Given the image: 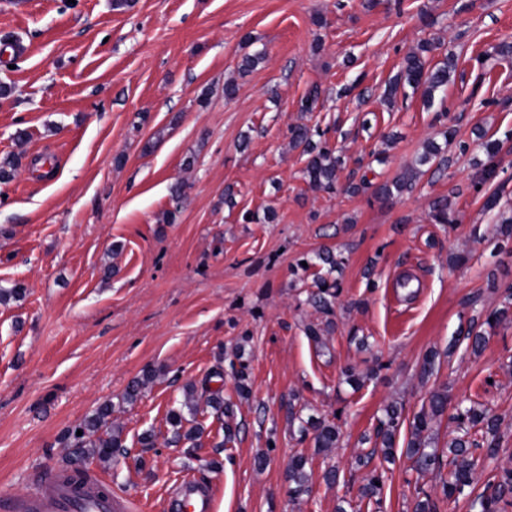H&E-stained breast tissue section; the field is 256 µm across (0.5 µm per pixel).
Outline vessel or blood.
<instances>
[{
  "label": "vessel or blood",
  "mask_w": 512,
  "mask_h": 512,
  "mask_svg": "<svg viewBox=\"0 0 512 512\" xmlns=\"http://www.w3.org/2000/svg\"><path fill=\"white\" fill-rule=\"evenodd\" d=\"M97 493L86 496L60 480L45 482L28 496L11 501L14 512H127L126 498L98 482ZM170 512H211L210 494L196 480H182L169 500Z\"/></svg>",
  "instance_id": "obj_1"
}]
</instances>
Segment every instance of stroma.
<instances>
[{
    "label": "stroma",
    "mask_w": 512,
    "mask_h": 512,
    "mask_svg": "<svg viewBox=\"0 0 512 512\" xmlns=\"http://www.w3.org/2000/svg\"><path fill=\"white\" fill-rule=\"evenodd\" d=\"M505 40L512 0H0V165L14 164L0 182V285L26 289L0 304V498L26 496L42 470L66 467L69 430L106 402L126 452L86 469L135 512H167L186 475L208 485L212 512H336L344 500L350 512H411L419 493L440 497L441 479L412 470L407 431L395 464L371 461L384 476L382 506L360 500L370 467L355 459L371 450L387 405L412 418L441 386L449 405L504 419L481 481L512 468V323L480 354L458 341L512 286V252L496 250L484 208L494 194L512 209V61L493 54ZM426 41L429 63L457 61L443 103L414 94L387 105L386 84ZM258 51L264 59L242 69ZM314 84L321 99L301 111ZM296 124L326 130L342 161L338 191L309 188L305 157L289 146ZM449 127L457 142L446 170L375 195ZM477 127L500 144L488 182ZM350 181L362 186L353 196L342 190ZM443 196L455 223L429 216ZM270 210L272 223L243 220ZM324 249L343 261L327 315L306 302L313 271L296 267ZM310 324L320 336L306 335ZM218 367L235 439L224 442L201 403L197 447L174 443L170 410ZM350 367L361 387L346 380ZM148 372L152 382L126 401ZM296 415L335 423L337 448L318 451ZM298 453L309 473L300 495L288 481Z\"/></svg>",
    "instance_id": "obj_1"
}]
</instances>
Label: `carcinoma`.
I'll return each mask as SVG.
<instances>
[{"instance_id": "carcinoma-1", "label": "carcinoma", "mask_w": 512, "mask_h": 512, "mask_svg": "<svg viewBox=\"0 0 512 512\" xmlns=\"http://www.w3.org/2000/svg\"><path fill=\"white\" fill-rule=\"evenodd\" d=\"M430 51L426 45H421L418 50L407 54L402 70L386 85L384 99L389 103L396 102L397 94L407 95L405 89L412 92H421L424 102L432 107L436 97L444 95L452 74L456 71L454 56L440 65L427 66L424 53ZM289 144L294 148H303L307 156L306 166L303 170L304 178L309 187L314 191H329L335 188L336 173L339 158L335 150L327 141L313 140V136H322L319 131L312 130L305 124H297L289 129ZM419 162L436 163V169L448 168L449 159L445 155L443 147L433 140H428L424 145V152ZM418 172L407 168L392 182L381 184L377 188V195L389 198L395 194H401L410 190L417 178ZM431 218L437 224H451L454 222V212L446 198L433 202ZM307 266H321L325 275H316L314 285L316 290L308 295L307 301L316 309L330 311L339 295V283L329 275L341 267V262L336 259L330 250H323L312 258L305 259ZM512 315V294L505 298L504 305L489 311L481 322L473 319L463 339L467 340V347L474 354L480 353L486 344V329H494L506 322ZM223 380V372L216 369L211 378L205 380L201 386L191 383L186 386L187 401L185 407L189 414H194L196 402L205 399L206 403L215 411L217 419L222 421L224 416L232 413V405L224 402L223 388L210 386L212 379ZM448 410V389L436 390L430 393L428 406L422 408L409 422V437L406 441L405 455L412 462V467L418 472H427L442 465L437 449L432 447L431 432L435 423ZM112 414V405L105 403L97 411L88 417L78 429L82 435L74 436L75 477H80L84 469L78 463L85 458H96L108 463L114 460L123 450V429L119 425L112 424L109 417ZM402 408L391 404L384 409V418L379 420L376 429L374 448L366 454L358 457L357 463L366 466L376 453H381L382 459L389 461L394 457L395 436L400 425ZM174 436L181 440L196 442L203 434L199 426L186 427L190 420L186 419L183 411L173 409L168 416ZM456 424L458 435L448 443V476L442 479V501L450 505L459 500L464 494L465 488L473 485L481 466V458H494L500 448V425L502 418L488 408L477 409L475 407H456V413L449 417ZM298 431L305 436L313 433L314 445L322 450L337 447L339 432L335 425L324 421H310L299 425ZM481 439H475V436ZM483 450V456H474L473 450ZM308 458L303 455L296 456L289 468L288 479L295 484L294 492L300 494L307 491L308 474L306 466ZM381 476L371 475L367 483L361 488L360 498L373 500L380 503L383 487L377 485ZM512 498V470L503 471L494 482L486 484L484 490L469 498L470 512H500L499 504L508 503Z\"/></svg>"}]
</instances>
